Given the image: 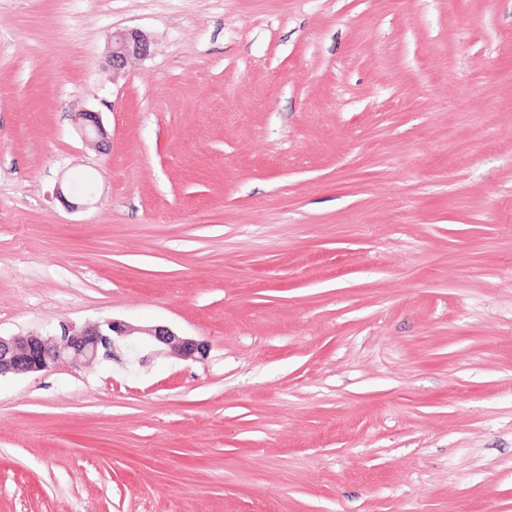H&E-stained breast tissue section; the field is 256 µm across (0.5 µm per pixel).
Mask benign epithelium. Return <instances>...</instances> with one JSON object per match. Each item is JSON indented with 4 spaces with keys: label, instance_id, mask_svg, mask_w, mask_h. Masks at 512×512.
I'll use <instances>...</instances> for the list:
<instances>
[{
    "label": "benign epithelium",
    "instance_id": "obj_1",
    "mask_svg": "<svg viewBox=\"0 0 512 512\" xmlns=\"http://www.w3.org/2000/svg\"><path fill=\"white\" fill-rule=\"evenodd\" d=\"M112 67L122 66L131 55H144L149 48L146 35L137 30L113 31L108 35ZM76 119L87 139L100 143L107 133L96 112H79ZM207 351L205 342L183 337L169 327L155 325L138 330L128 323L105 319L82 327H67L53 336L28 333L0 335V377L7 374L48 371L61 363L91 362L112 353V359L134 354L143 367L163 354L195 360Z\"/></svg>",
    "mask_w": 512,
    "mask_h": 512
}]
</instances>
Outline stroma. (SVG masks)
I'll use <instances>...</instances> for the list:
<instances>
[{
    "instance_id": "obj_1",
    "label": "stroma",
    "mask_w": 512,
    "mask_h": 512,
    "mask_svg": "<svg viewBox=\"0 0 512 512\" xmlns=\"http://www.w3.org/2000/svg\"><path fill=\"white\" fill-rule=\"evenodd\" d=\"M106 318L207 354L1 377L0 512H512V0H0V335ZM108 42L113 69L122 66L128 56L146 55L149 48L148 38L137 30L112 31L108 35ZM76 119L79 121L80 128L86 139L93 138V141H95L97 145L107 138V133L100 121L98 113L78 112Z\"/></svg>"
}]
</instances>
